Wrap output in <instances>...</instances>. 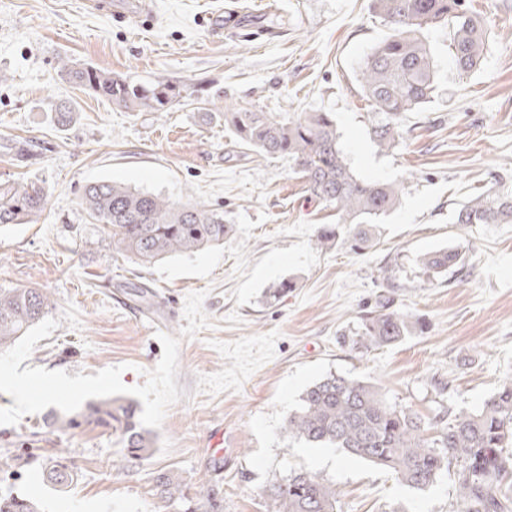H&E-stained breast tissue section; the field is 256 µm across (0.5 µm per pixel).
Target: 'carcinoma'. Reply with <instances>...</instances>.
I'll list each match as a JSON object with an SVG mask.
<instances>
[{
	"label": "carcinoma",
	"mask_w": 512,
	"mask_h": 512,
	"mask_svg": "<svg viewBox=\"0 0 512 512\" xmlns=\"http://www.w3.org/2000/svg\"><path fill=\"white\" fill-rule=\"evenodd\" d=\"M388 34L368 55L361 86L379 120L372 125L378 146L390 150L402 139L400 121L431 101L435 89L432 50L423 33L433 25L449 29L450 49L463 73L478 68L485 51L484 22L469 13L465 0H372ZM70 83L130 112H169L181 105L172 84H143L91 66L62 62ZM224 122L240 143L267 155L291 159L307 191L336 209V223L322 225L316 245L323 248L346 226L345 242L353 251L370 241V227L393 210L399 187L358 178L339 146L330 112H293L278 117L245 106L224 113ZM38 187H0V224H31L45 209ZM82 207L112 238V247L143 265L175 254H191L224 241V212L200 202L178 203L160 195L111 181L86 187ZM454 223L512 224V195L489 192L460 205ZM425 271L441 274L462 263L452 249L420 255ZM384 297L361 317L362 346L378 349L400 342L416 329L412 316L391 309ZM39 288L0 289V348L10 345L40 322L52 308ZM65 428L83 424L120 432L118 464L139 466L155 451V436L140 417L138 404L124 397H105L72 417L54 416ZM434 435H429V430ZM286 438L312 448H338L388 472L397 482L422 491L444 473L454 471L462 512H512V377L476 412L452 421L425 423L409 410L386 401L374 384L330 374L305 389L300 404L284 423ZM46 479L63 485L72 479L67 457L57 454L44 469ZM158 498L165 508L198 512L179 475L157 474ZM269 512H337L340 492L306 471L293 472L265 490ZM41 502L27 494H0V512H41Z\"/></svg>",
	"instance_id": "carcinoma-1"
}]
</instances>
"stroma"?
<instances>
[{
	"mask_svg": "<svg viewBox=\"0 0 512 512\" xmlns=\"http://www.w3.org/2000/svg\"><path fill=\"white\" fill-rule=\"evenodd\" d=\"M150 0L136 19L89 13L83 0H0V186H41L37 223L0 227V289L39 288L53 306L0 349V492L37 496L44 512H151L155 476L172 469L206 512H267L265 487L293 470L336 485L340 512H457L444 474L424 491L335 448L287 442L283 425L304 390L330 375L379 386L424 421L484 403L512 377V224H453V210L488 190L512 193V0H470L488 30L480 67L460 74L448 29L426 37L436 66L430 103L381 150L359 72L387 33L371 0H279L217 31L206 12L227 0ZM143 83L178 85L169 112H126L79 90L60 61ZM215 112L199 110L200 101ZM67 103L76 121L58 127ZM329 112L360 179L394 183L400 201L357 255L315 245L331 206L311 198L293 162L236 141L222 108ZM38 145L22 158L16 140ZM101 180L221 210L222 244L142 266L112 249L80 203ZM460 271L430 278L416 260L444 247ZM293 288L266 304L267 288ZM424 319L425 333L354 349L379 295ZM153 316L148 332L140 314ZM137 402L153 456L123 469L117 434L48 426L89 402ZM222 432L224 449H208ZM65 452V487L41 478Z\"/></svg>",
	"mask_w": 512,
	"mask_h": 512,
	"instance_id": "obj_1",
	"label": "stroma"
}]
</instances>
